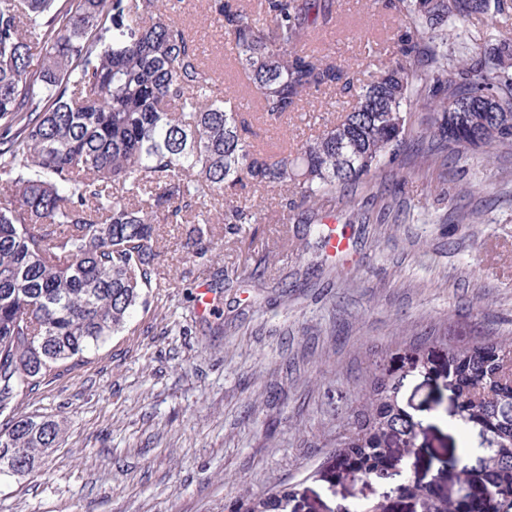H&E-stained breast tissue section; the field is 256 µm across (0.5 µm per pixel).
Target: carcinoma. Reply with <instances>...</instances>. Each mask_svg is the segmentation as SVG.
<instances>
[{"mask_svg": "<svg viewBox=\"0 0 512 512\" xmlns=\"http://www.w3.org/2000/svg\"><path fill=\"white\" fill-rule=\"evenodd\" d=\"M182 0H0V478L21 480L56 446L59 422L16 415L57 365L123 332L147 292L162 287L160 224H192L196 254L214 224H258L232 204L237 187L295 190L301 203L341 200L400 151L411 110L432 113L423 170L467 153L512 148V35L479 57L448 52L470 16L493 19L503 0H391L407 25L401 56L368 82L309 49L334 22L322 0H207L234 49L262 118L283 123L304 98L341 87L354 105L315 138L277 151L249 140L237 92H218ZM467 370L462 428L486 445L448 452V465L493 480L488 512H512V346H448ZM396 382L366 381L336 442L367 460L377 432L416 431L389 400Z\"/></svg>", "mask_w": 512, "mask_h": 512, "instance_id": "1", "label": "carcinoma"}]
</instances>
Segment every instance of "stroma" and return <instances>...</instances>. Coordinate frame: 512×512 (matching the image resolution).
<instances>
[{
    "label": "stroma",
    "mask_w": 512,
    "mask_h": 512,
    "mask_svg": "<svg viewBox=\"0 0 512 512\" xmlns=\"http://www.w3.org/2000/svg\"><path fill=\"white\" fill-rule=\"evenodd\" d=\"M336 25L316 33L320 54L376 69L393 59L401 18L385 0H333ZM215 83L249 95L206 0H183ZM512 33V7L473 16L460 39L479 49ZM351 101L331 89L286 124L256 107L242 115L260 147L316 137ZM415 143L358 191L354 208L288 207L251 188L259 224H219L212 254H193L191 225H166L162 288L127 329L68 362L20 402L22 416L61 421L59 443L24 480L0 481V512H343L378 489L336 467V436L366 372L399 381L398 403L420 433V483L453 498L446 459L476 444L448 428V348L512 341V152L462 158L444 179L413 166ZM335 234L348 248L335 252ZM214 302L201 313L198 288Z\"/></svg>",
    "instance_id": "1"
}]
</instances>
